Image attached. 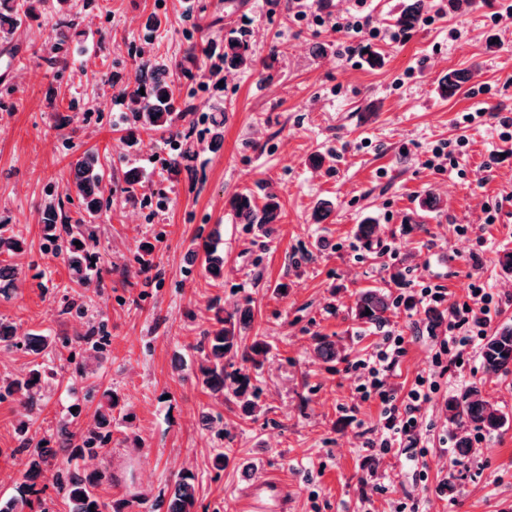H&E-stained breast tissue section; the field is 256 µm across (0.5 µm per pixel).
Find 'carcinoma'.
<instances>
[{"instance_id": "cac0c4a2", "label": "carcinoma", "mask_w": 512, "mask_h": 512, "mask_svg": "<svg viewBox=\"0 0 512 512\" xmlns=\"http://www.w3.org/2000/svg\"><path fill=\"white\" fill-rule=\"evenodd\" d=\"M424 0H411L395 17V27L401 33L414 30L423 15ZM73 22L60 20L54 29L50 52L59 53L70 38ZM248 36L240 34L224 43V69L238 70L252 65ZM165 70L147 64L140 66L137 76L127 88L130 103V131L146 133H173L174 103L172 88L164 77ZM470 79L466 70H452L441 88L448 95L455 94ZM73 187L80 200L83 215L73 218L59 204L49 203L43 210L41 223L46 240L59 244L64 250L66 261L74 279L83 283L87 272L94 266L93 247L96 244V229L85 223V217H96L109 208L110 198L105 196L103 164L98 154L83 155L74 166ZM234 216L241 222L254 225L268 233L271 225L277 223L280 205L276 196L268 192L262 205H257L251 194L236 196L230 202ZM379 225L366 218L355 227V236L365 245H370L378 237ZM80 245H75V242ZM26 241L5 224H0V255H17L25 250ZM202 249L205 255V270L213 280L224 277V252L220 251L214 237L204 240ZM20 277L9 264L0 265V293L18 288ZM395 301L391 295L378 289H364L357 295L353 308L354 319L372 327H384L389 323ZM371 314H366V311ZM253 311L245 302L230 310L219 307L216 321L203 333L197 343L199 362L195 379L201 387L216 400H230L241 411L251 417L265 412L259 403L260 389L251 384L249 370L263 367L270 352L269 343L261 336H255L250 343L244 342L243 332L251 329ZM104 336V324L91 326L77 343L87 346V355L75 363V374L80 380L94 375L92 365L99 360L102 352L100 339ZM0 347L18 348L31 357L32 368L19 378L0 380V400L15 401L24 411L17 429L22 436L18 451L31 457L29 469L22 475L19 494L0 502V512H33L34 502L41 501L45 488H37L38 480H46L55 490L69 500L71 512H101L102 504L96 490L102 484L112 481L107 471H89L75 463V460L95 456L102 447L112 440V409L116 400L112 392L102 393L96 408L94 426L80 427L78 415L62 418L52 434L37 442L28 437L34 424L32 415L40 410L46 388L52 373L48 371L44 359L55 352L57 342L49 336L33 331H23L13 322L0 319ZM316 356L324 361L336 358V343L326 337L318 339ZM239 358V366L231 359ZM484 373L495 377L512 370V325L498 328L487 338L481 349ZM448 423H466L479 429L496 431L504 427L507 417L486 399L479 387L471 386L462 393L448 399ZM194 477L185 473L174 484L169 500L158 498L152 512H194L196 505Z\"/></svg>"}]
</instances>
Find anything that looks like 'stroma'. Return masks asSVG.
I'll use <instances>...</instances> for the list:
<instances>
[{"mask_svg":"<svg viewBox=\"0 0 512 512\" xmlns=\"http://www.w3.org/2000/svg\"><path fill=\"white\" fill-rule=\"evenodd\" d=\"M405 2L366 4L382 35L359 42L379 53L378 66L348 52L323 22L356 0H36L21 22L0 25V52L18 55L17 77L0 80V222L27 242L12 259L22 284L0 296V319L64 341L30 430L37 440L77 400L92 423L96 405L74 377L70 343L105 321L94 382L120 403L111 444L85 462L114 476L97 490L103 512L122 501L126 512H150L186 470L195 476V512H232L247 473L288 475L292 512H512V372L487 378L476 346L463 366H436L447 328L427 329L420 302L434 283L445 291L441 310L463 305L479 281L498 301L491 328L512 325V271L499 263L512 252V142L499 137L500 117H512V17L493 19L512 0H430L433 24L385 40ZM62 18L75 24L63 64L48 50ZM238 30L250 34L253 66L225 73L220 85L201 82L200 70ZM194 43L214 54L190 67L184 56ZM149 60L166 64L175 106L191 112L178 134L131 138L123 89ZM461 69L470 81L442 96L440 81ZM67 110L71 123L58 126L56 114ZM465 113L471 124H461ZM447 142L457 146L456 165H429L431 148ZM88 151L105 167L112 207L97 219L98 266L81 287L40 219ZM173 152L187 156V171L165 168ZM133 169L142 178L131 188ZM267 189L280 219L264 234L240 223L229 202ZM429 193L442 208H421ZM323 200L333 210L318 223ZM367 217L380 226L368 247L354 235ZM212 232L224 251L219 281L193 244ZM366 288L397 302L385 330L353 318ZM216 299L250 301L252 331L271 345L253 376L264 416L246 417L196 383L194 345L213 323ZM69 300L81 311L65 310ZM390 333L403 336L404 351L388 390L403 400L420 376L434 388L418 446L384 454L376 446L383 406L362 394L354 365ZM319 336L336 341L339 359L316 357ZM472 385L504 411L506 426L449 425L448 398ZM19 417L16 403L0 401V470L29 464L17 450ZM462 436L471 440L465 456L455 451ZM219 452L227 459L220 473L212 467Z\"/></svg>","mask_w":512,"mask_h":512,"instance_id":"1","label":"stroma"}]
</instances>
